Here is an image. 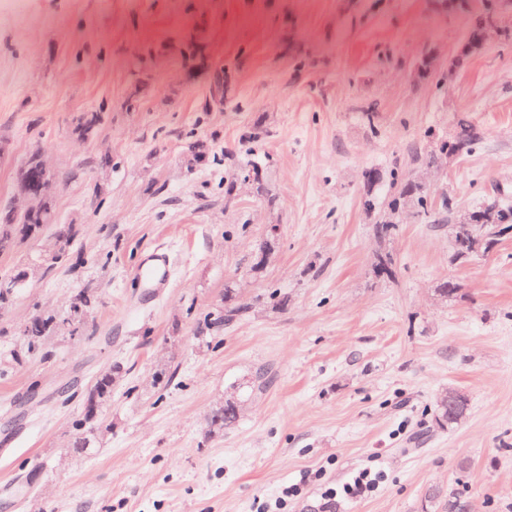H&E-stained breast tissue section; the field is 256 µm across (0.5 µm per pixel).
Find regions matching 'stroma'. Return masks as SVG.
<instances>
[{"label":"stroma","mask_w":512,"mask_h":512,"mask_svg":"<svg viewBox=\"0 0 512 512\" xmlns=\"http://www.w3.org/2000/svg\"><path fill=\"white\" fill-rule=\"evenodd\" d=\"M486 2L25 0L0 15V209L33 150L57 177L52 225L0 253V276L38 268L0 313V512H267L289 487L284 512H512V235L485 255L452 249L454 216L512 203V37L450 65ZM84 112L101 117L86 141ZM461 116L482 144L419 161L425 132L450 137ZM199 140L211 151L187 167ZM249 162L258 179L235 180ZM395 170L452 220L409 205L378 236L361 199H387ZM59 224L71 252L53 265ZM270 224L281 238L258 269ZM156 250L172 275L148 299L135 271ZM446 280L458 290L443 297ZM87 288L85 332L21 344V325ZM229 288L246 311L228 324ZM113 368L74 449L84 395ZM452 389L469 410L442 425ZM230 398L237 422L211 432ZM365 468L376 489L322 498Z\"/></svg>","instance_id":"obj_1"}]
</instances>
